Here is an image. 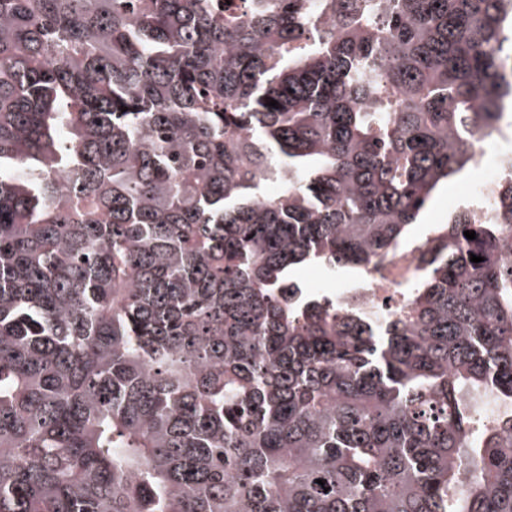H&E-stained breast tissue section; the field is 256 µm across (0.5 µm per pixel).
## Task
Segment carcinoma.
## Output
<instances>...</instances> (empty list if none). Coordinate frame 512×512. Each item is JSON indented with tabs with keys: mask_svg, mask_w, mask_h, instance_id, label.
I'll list each match as a JSON object with an SVG mask.
<instances>
[{
	"mask_svg": "<svg viewBox=\"0 0 512 512\" xmlns=\"http://www.w3.org/2000/svg\"><path fill=\"white\" fill-rule=\"evenodd\" d=\"M224 2L0 0V512H512V180L405 318L287 294L502 131L512 0Z\"/></svg>",
	"mask_w": 512,
	"mask_h": 512,
	"instance_id": "cac0c4a2",
	"label": "carcinoma"
}]
</instances>
